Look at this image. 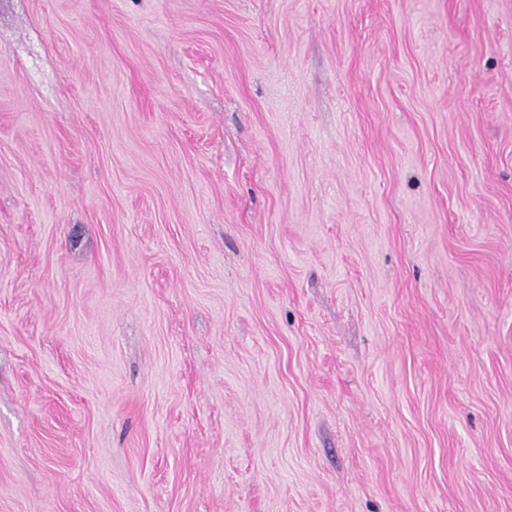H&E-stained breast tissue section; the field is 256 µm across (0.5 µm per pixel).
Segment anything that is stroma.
<instances>
[{
  "label": "stroma",
  "mask_w": 512,
  "mask_h": 512,
  "mask_svg": "<svg viewBox=\"0 0 512 512\" xmlns=\"http://www.w3.org/2000/svg\"><path fill=\"white\" fill-rule=\"evenodd\" d=\"M0 512H512V0H0Z\"/></svg>",
  "instance_id": "35a3bbf8"
}]
</instances>
